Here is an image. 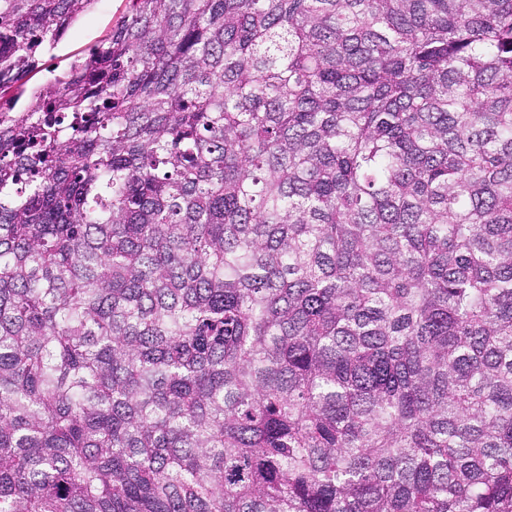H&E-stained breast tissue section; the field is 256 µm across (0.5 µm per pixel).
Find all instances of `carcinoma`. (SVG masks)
<instances>
[{
	"instance_id": "obj_1",
	"label": "carcinoma",
	"mask_w": 512,
	"mask_h": 512,
	"mask_svg": "<svg viewBox=\"0 0 512 512\" xmlns=\"http://www.w3.org/2000/svg\"><path fill=\"white\" fill-rule=\"evenodd\" d=\"M0 0V512H512V0ZM125 0H96L60 39L55 49L43 57V61L27 83L28 93L41 87L62 73L69 64L83 58L88 49L104 39L112 26L125 14Z\"/></svg>"
}]
</instances>
